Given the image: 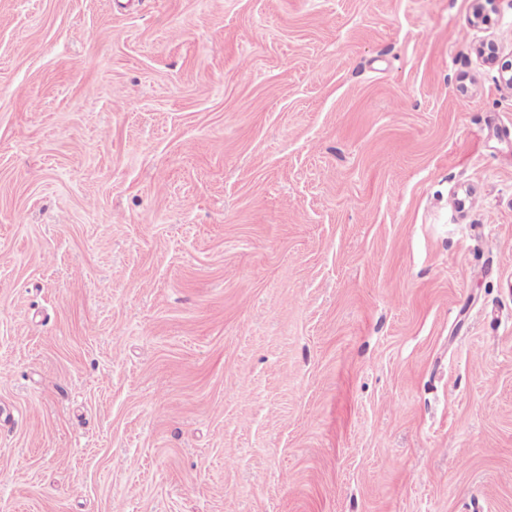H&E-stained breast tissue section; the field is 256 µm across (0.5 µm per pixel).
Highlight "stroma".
Listing matches in <instances>:
<instances>
[{"label":"stroma","instance_id":"stroma-1","mask_svg":"<svg viewBox=\"0 0 512 512\" xmlns=\"http://www.w3.org/2000/svg\"><path fill=\"white\" fill-rule=\"evenodd\" d=\"M0 0V512H512V0Z\"/></svg>","mask_w":512,"mask_h":512}]
</instances>
